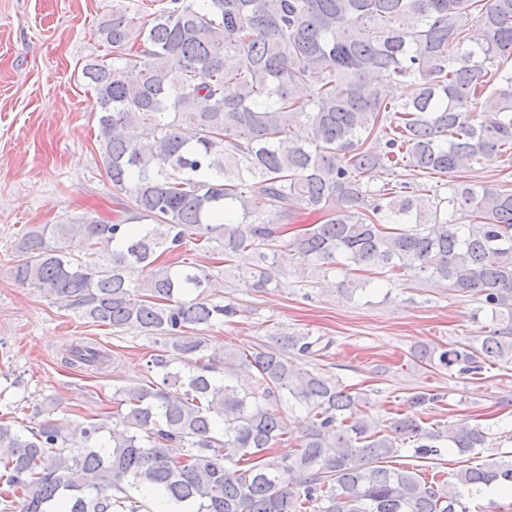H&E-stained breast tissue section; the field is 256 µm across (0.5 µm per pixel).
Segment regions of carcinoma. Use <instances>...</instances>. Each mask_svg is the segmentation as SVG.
Returning a JSON list of instances; mask_svg holds the SVG:
<instances>
[{
	"mask_svg": "<svg viewBox=\"0 0 512 512\" xmlns=\"http://www.w3.org/2000/svg\"><path fill=\"white\" fill-rule=\"evenodd\" d=\"M472 19L485 33L476 46ZM98 35L112 60L88 62L83 76L127 218L82 217L71 249L59 242L72 225L32 227L13 275L83 319L156 335L163 348L146 378L115 388L110 415L69 433L49 420L25 433L0 423L15 512H153V497L170 512H467L471 490L512 486V459L461 469L452 487L385 465L407 439L427 460L443 440L460 453L482 448L485 431L426 427L415 414L379 423L360 394L300 367L330 348L323 336L227 350L224 377L212 376L216 359L190 332L237 308L214 301L213 277L179 260L189 242L226 262L250 251L243 279L255 291L290 252L321 269L423 275L480 296L497 326L478 348L418 345L413 356L464 374L511 365L512 192L457 185L446 198L408 181L372 189L363 176H447L512 151V73L492 71L512 56V0H164L144 23L112 12ZM407 81L415 97L387 93ZM293 200L341 208L279 245ZM177 360L187 373L171 370ZM61 363L101 370L107 352L70 346ZM239 368L252 387L231 381ZM442 399L426 389L410 406ZM291 401L310 421L288 460L272 448L288 435L279 407Z\"/></svg>",
	"mask_w": 512,
	"mask_h": 512,
	"instance_id": "1",
	"label": "carcinoma"
}]
</instances>
